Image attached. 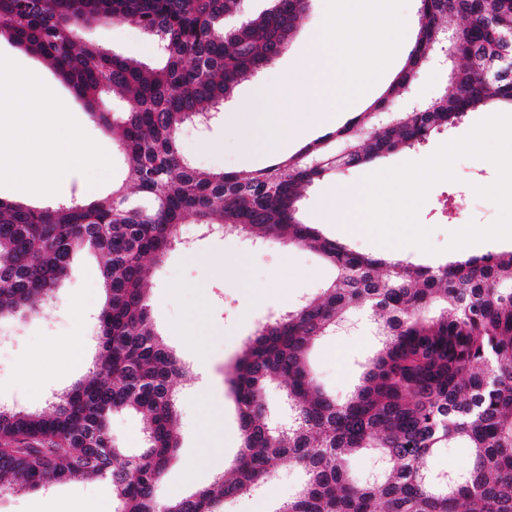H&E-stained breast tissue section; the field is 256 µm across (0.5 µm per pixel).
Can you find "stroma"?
<instances>
[{"mask_svg": "<svg viewBox=\"0 0 512 512\" xmlns=\"http://www.w3.org/2000/svg\"><path fill=\"white\" fill-rule=\"evenodd\" d=\"M324 0H310L309 11L291 38L287 49L269 67L241 82L225 102L221 119L210 130L199 131L185 125L179 132L181 152L198 170L205 172H248L269 165L270 145L256 138L251 151H243L238 118L248 111L258 84H278L295 74L300 52L322 26ZM84 42L124 56L157 64L155 39L140 28L119 22L94 24L81 32ZM0 53L25 68L39 73L47 86L69 108L86 133L109 154L114 169L99 195L112 190L114 180L123 176L122 159L112 140L91 120L67 85L39 58L7 40H0ZM448 67L436 62L426 68L406 93L397 100L399 111H409L412 102L449 92ZM485 110L470 113L454 128L433 133L424 146L398 152L374 162L332 176L331 181L348 187L363 181L372 170L424 159L441 144L467 134ZM457 181L434 185L418 212L421 225L431 231L434 253L407 247L409 261L435 265L449 260L479 256L490 251H508L512 241H487L458 250H447L450 232L470 222L492 223L496 205L477 198L474 186H486L496 178L494 166L485 160L460 159L455 165ZM323 185L308 188L301 201L305 223L320 224L330 238L349 243L356 250L382 257L386 248L370 234H352L333 221H319ZM189 248H175L162 263L150 267L152 321L166 344L186 365H194L196 354L211 364V379L200 386L199 375L174 378L172 389L178 402L179 448L159 488L163 499H174L207 486L222 472L241 447V430L233 398L225 382V372L241 354L244 342L269 316L296 306L302 299L320 293L332 278V269L315 252L282 239L261 243L236 234L201 236L194 223L182 226ZM216 257L230 259L231 267L216 272L207 262ZM97 260L85 250L74 258L70 274L56 293L54 305L45 311L28 312L0 325V405L27 410L46 408L51 394L67 390L87 376L99 348L94 338L96 310L76 316L70 304L88 299L101 289ZM257 288L266 292L263 302L251 306L248 294ZM379 348V339L368 325L323 337L310 351L309 361L321 386L336 397H344L359 384L368 361ZM214 456L212 466H201L204 455ZM300 474L294 464L283 461L277 474L257 490L229 503L227 512H272L286 500L298 484ZM95 480L69 479L36 492L0 491V512H32L35 502L46 497L61 502L78 499L93 503L98 499Z\"/></svg>", "mask_w": 512, "mask_h": 512, "instance_id": "stroma-1", "label": "stroma"}]
</instances>
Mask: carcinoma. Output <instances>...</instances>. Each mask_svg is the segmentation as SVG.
<instances>
[{
	"mask_svg": "<svg viewBox=\"0 0 512 512\" xmlns=\"http://www.w3.org/2000/svg\"><path fill=\"white\" fill-rule=\"evenodd\" d=\"M245 0H0V39L43 58L112 131L125 175L90 202L54 208L0 200V321L55 298L80 250L101 259L106 293L92 371L42 411L0 406V490H40L73 477L112 484V512H224L287 459L302 472L274 512H512V251L437 265L376 258L300 219L302 190L342 168L414 149L433 132L495 103L512 105V70L488 62L512 47V0H418L405 64L388 90L346 125L294 156L247 174L198 171L179 131L218 112L238 84L275 62L307 0H273L258 16ZM240 17L227 28L224 17ZM131 23L157 39L150 65L81 42L91 22ZM445 46L451 94L400 112L395 100ZM128 98L113 112L108 95ZM392 112L378 123L376 114ZM215 234L282 239L333 270L319 296L274 317L250 337L228 379L242 435L230 473L176 500L156 488L178 448L171 379L188 368L157 334L148 264L179 243L187 222ZM366 312L382 348L344 401L325 392L308 363L314 342ZM284 382L292 422L267 420L269 388ZM143 417L145 445L129 454L112 435L119 412ZM451 444L465 466L427 460ZM373 449L377 472L358 480L350 457Z\"/></svg>",
	"mask_w": 512,
	"mask_h": 512,
	"instance_id": "carcinoma-1",
	"label": "carcinoma"
}]
</instances>
